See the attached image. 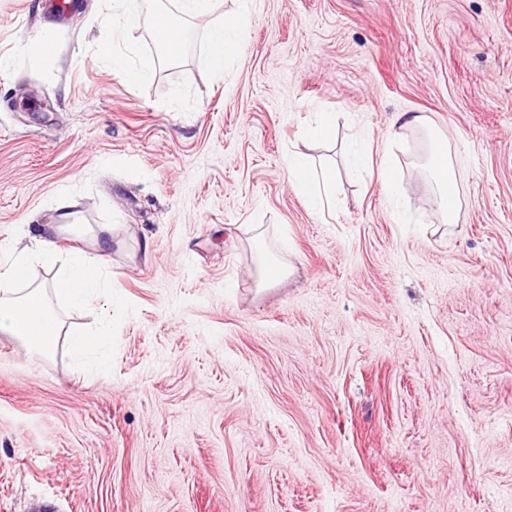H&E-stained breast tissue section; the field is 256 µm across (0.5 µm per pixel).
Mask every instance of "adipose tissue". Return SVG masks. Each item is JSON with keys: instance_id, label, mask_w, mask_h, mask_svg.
<instances>
[{"instance_id": "ef3b65f1", "label": "adipose tissue", "mask_w": 512, "mask_h": 512, "mask_svg": "<svg viewBox=\"0 0 512 512\" xmlns=\"http://www.w3.org/2000/svg\"><path fill=\"white\" fill-rule=\"evenodd\" d=\"M394 125L415 131L427 144L429 154L424 173L436 186V208L447 222H454L460 197L453 175V151L447 136L420 114L399 113ZM286 170L313 212L320 214L333 206L337 182L335 166L318 164L308 156L296 154L289 156ZM68 229L69 224L64 219L41 227L24 249L0 257V334L38 350L47 349L62 330L60 319L51 312L53 301L83 308L103 289L102 254L77 250L68 259H60L55 238ZM36 264L56 268L52 282L31 280L29 271Z\"/></svg>"}]
</instances>
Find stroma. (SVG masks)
<instances>
[{
    "label": "stroma",
    "mask_w": 512,
    "mask_h": 512,
    "mask_svg": "<svg viewBox=\"0 0 512 512\" xmlns=\"http://www.w3.org/2000/svg\"><path fill=\"white\" fill-rule=\"evenodd\" d=\"M242 10L215 71L209 32ZM111 13L0 0V249L69 200L57 247L94 251L111 225L113 296L55 304L48 352L0 335V512H512V0H140L122 30ZM46 29L48 57L29 48ZM106 44L153 73L126 81ZM323 112L335 136L311 141ZM399 112L450 133L457 223L426 145L392 137ZM292 151L339 169L334 211L308 208ZM266 263L285 273L263 285ZM103 316L98 374L67 334ZM171 23L166 14H159L154 22L152 35L156 43L165 50L168 56L175 57L181 51V43L176 38H170L166 35L172 30Z\"/></svg>",
    "instance_id": "obj_1"
}]
</instances>
